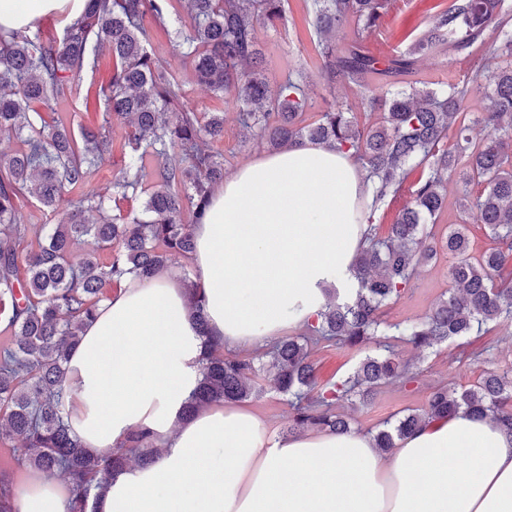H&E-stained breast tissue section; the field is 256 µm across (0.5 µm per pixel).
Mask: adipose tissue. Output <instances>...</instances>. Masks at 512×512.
<instances>
[{"instance_id":"1","label":"adipose tissue","mask_w":512,"mask_h":512,"mask_svg":"<svg viewBox=\"0 0 512 512\" xmlns=\"http://www.w3.org/2000/svg\"><path fill=\"white\" fill-rule=\"evenodd\" d=\"M84 0H0V27L78 16ZM367 188L347 153L306 143L239 168L194 225L192 264L207 335L173 272L127 277L86 324L64 376L65 417L107 450L132 431L160 452L110 478L97 512H512V434L459 413L381 453L371 436L275 434L250 407L214 403L185 416L204 337L251 350L317 317L329 285L352 281ZM66 484L32 473L16 512H65Z\"/></svg>"}]
</instances>
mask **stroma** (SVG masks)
Returning a JSON list of instances; mask_svg holds the SVG:
<instances>
[{
  "instance_id": "35a3bbf8",
  "label": "stroma",
  "mask_w": 512,
  "mask_h": 512,
  "mask_svg": "<svg viewBox=\"0 0 512 512\" xmlns=\"http://www.w3.org/2000/svg\"><path fill=\"white\" fill-rule=\"evenodd\" d=\"M437 0H405L400 9L390 10L384 24L390 30L397 50H404L410 40L423 30L434 14ZM185 4L171 10L164 25L154 26L149 49L167 71L182 81L187 99L195 112H220L224 115V137L213 148L224 156V174L232 176L241 166L265 155L266 150L237 121L232 100L217 96L198 86L191 66L177 45L176 31L184 22ZM287 25L258 26L256 37L263 52L270 86H277L290 70L306 65L311 73L310 96L314 111L325 108L330 95L349 105L358 120H365L369 110L362 104L356 88L341 84L328 92L319 75V58L315 51L317 36L312 28L311 0H287ZM451 286L446 258L418 268L407 294L389 303L384 319L390 323H413L422 320L448 295ZM379 337H372L358 348L348 349L332 342L312 346L310 358L316 367L319 383L334 382L351 372L362 358L376 353ZM418 365L421 373L416 382H396L379 387L364 404L340 403L338 412L347 414L351 427L374 434L386 422L395 421L408 411L425 409L433 387L445 384L464 390L473 387L490 369H512V333L495 330L484 336H467L451 340L425 352ZM261 392L246 404L266 419L277 433H285L289 407L285 395L269 381H262Z\"/></svg>"
}]
</instances>
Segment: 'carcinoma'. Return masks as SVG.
<instances>
[{"label":"carcinoma","instance_id":"obj_1","mask_svg":"<svg viewBox=\"0 0 512 512\" xmlns=\"http://www.w3.org/2000/svg\"><path fill=\"white\" fill-rule=\"evenodd\" d=\"M172 3L85 0L81 15L59 34L46 37L34 22L19 31L0 30V134L19 143L17 150L0 153V317L11 333V342L0 348V438L21 444L18 464L68 482L66 512H95L111 476L159 453L142 431L132 432L123 448L97 452L82 446L64 419L62 381L69 355L109 298L107 287L121 285L130 274L149 277L193 252L192 225L208 206L213 186L224 181V156L207 146L224 137V113L198 116L183 84L148 49L150 22L164 23ZM186 3L183 44L195 79L233 97L244 129L272 152L310 141L349 153L373 183L368 244L354 259V287L328 289L317 318L270 351L266 376L288 396V432L309 427L346 432L348 420L336 413L340 402L418 377L386 345L347 377L321 385L310 361L311 343L354 348L391 330L423 352L491 326L511 329L512 288L498 282L512 264V10L506 0H450L407 49L385 58L364 45L362 34L379 27L391 0H313L320 75L331 90L338 83L364 87L363 101L380 112L372 125L359 124L348 105L335 100L307 121L312 103L302 72L270 90L256 26L286 22L285 0ZM347 24L355 39L340 45L336 30ZM105 50L116 67L98 89L101 123L75 130L47 119L44 113L81 90L82 73L95 67ZM446 51L477 56V65L490 72L488 103L474 119L485 131L477 142L465 123L468 86L419 78L418 62ZM127 120L132 129L120 176L107 187L86 188L90 171L111 150L112 126ZM418 167L421 178L405 185L407 170ZM149 175L155 190L142 211L112 213V198L143 192ZM452 180L463 186L459 225L439 236L437 218ZM473 183L484 185L475 196L468 191ZM405 192L409 203L387 236L377 237L376 212ZM64 195L70 196L66 216L56 224L43 222L37 248L19 253L31 224L16 201L32 197L47 216ZM185 210L189 224L181 219ZM472 221L486 225L499 246L471 256L466 224ZM86 238L110 250L109 262L76 254ZM440 250L450 259L448 297L420 322L383 321L381 308L401 299L415 268ZM188 288L204 354L201 382L185 412L247 399L259 391L258 369L251 360L224 359L211 344L201 286L191 281ZM461 410L512 431V372L488 370L463 391L435 388L425 412L409 413L378 431L375 445L387 452L426 421ZM12 490V476L1 471L0 512H14Z\"/></svg>","mask_w":512,"mask_h":512}]
</instances>
